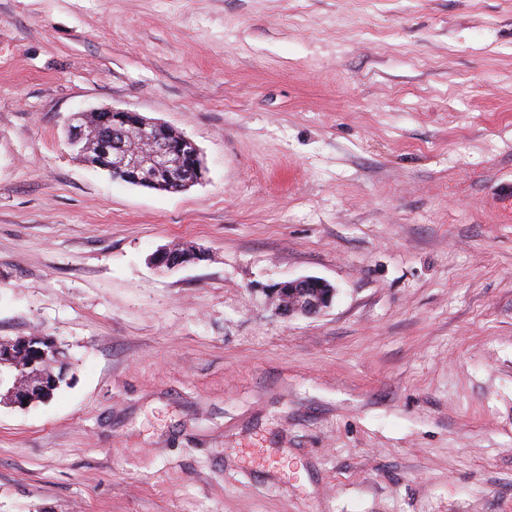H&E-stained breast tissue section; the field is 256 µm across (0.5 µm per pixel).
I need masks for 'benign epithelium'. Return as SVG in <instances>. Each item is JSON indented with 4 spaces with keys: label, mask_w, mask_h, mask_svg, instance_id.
<instances>
[{
    "label": "benign epithelium",
    "mask_w": 512,
    "mask_h": 512,
    "mask_svg": "<svg viewBox=\"0 0 512 512\" xmlns=\"http://www.w3.org/2000/svg\"><path fill=\"white\" fill-rule=\"evenodd\" d=\"M166 130L157 122L138 119L132 127L131 139L142 146L143 152L132 153L124 146L118 147L109 154L107 170L125 171L135 184L200 181L203 169L197 168L196 177H190L176 160L173 144L163 137ZM266 296L275 313L283 318L315 317L331 307L336 289L323 279L301 277L267 288ZM56 386V376L45 369L41 360L33 359L22 365L17 350L0 345V404L22 407L31 393L49 397Z\"/></svg>",
    "instance_id": "benign-epithelium-1"
}]
</instances>
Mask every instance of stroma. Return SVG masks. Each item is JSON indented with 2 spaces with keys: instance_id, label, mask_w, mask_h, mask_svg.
Segmentation results:
<instances>
[{
  "instance_id": "obj_1",
  "label": "stroma",
  "mask_w": 512,
  "mask_h": 512,
  "mask_svg": "<svg viewBox=\"0 0 512 512\" xmlns=\"http://www.w3.org/2000/svg\"><path fill=\"white\" fill-rule=\"evenodd\" d=\"M105 107L202 182L83 162ZM507 181L512 0H0V340L71 356L0 405V512H512ZM82 125L83 129L81 130V141L75 144L72 142L71 137L69 136L70 143L73 149L76 151L77 155L82 158L84 162L90 164L94 168L102 170V168L94 166L93 164L106 163V158L103 152V144L105 142L103 138V132L106 129H109V127L105 130L99 129L94 116L87 117V121H84ZM89 145H91L92 148H90ZM170 250V247L161 248L156 254L153 255V257H151L150 260L152 265L158 267L162 262H164L169 269H174L184 264L196 263L204 259L197 255L196 248L192 245H175L172 248L171 252L183 263H181L180 260L174 261L170 255ZM297 295L302 300L296 305L281 303L286 296ZM266 296L277 315L290 318L295 315L315 317L330 308L336 289L317 277H301L266 288Z\"/></svg>"
}]
</instances>
